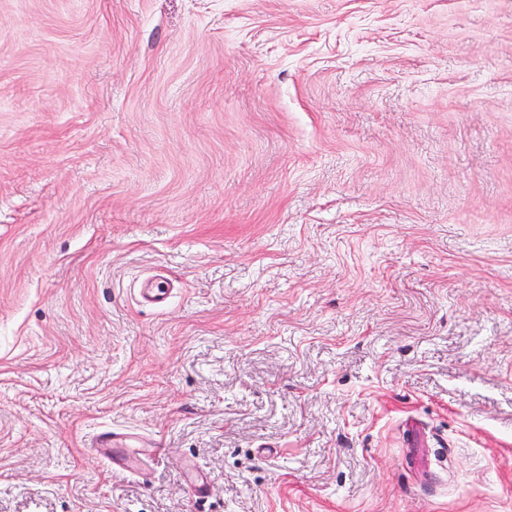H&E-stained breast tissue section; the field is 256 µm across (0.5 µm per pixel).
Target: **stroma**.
<instances>
[{
  "label": "stroma",
  "instance_id": "35a3bbf8",
  "mask_svg": "<svg viewBox=\"0 0 512 512\" xmlns=\"http://www.w3.org/2000/svg\"><path fill=\"white\" fill-rule=\"evenodd\" d=\"M0 512H512V0H0ZM171 285L167 278L156 276L146 280L139 288L140 297L155 307L166 304L171 294ZM133 439L130 432L103 430L95 435L92 445L102 452L112 469L145 476L147 471L137 460L139 450L134 448Z\"/></svg>",
  "mask_w": 512,
  "mask_h": 512
}]
</instances>
